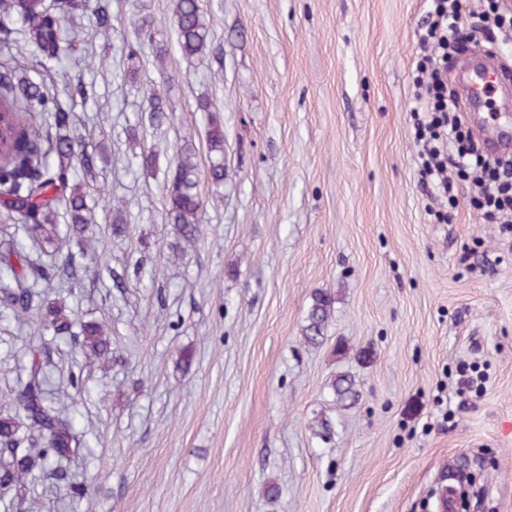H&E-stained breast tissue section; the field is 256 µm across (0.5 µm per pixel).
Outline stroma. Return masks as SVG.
Masks as SVG:
<instances>
[{
	"label": "stroma",
	"instance_id": "obj_1",
	"mask_svg": "<svg viewBox=\"0 0 512 512\" xmlns=\"http://www.w3.org/2000/svg\"><path fill=\"white\" fill-rule=\"evenodd\" d=\"M90 14L104 68L80 56L41 64L20 27L0 33L14 67L43 75L99 145L85 190L127 199L88 214L97 243L73 291L42 283L82 319L105 323L112 365L85 368L66 417L76 452L67 487L24 490V512H436L449 471L478 474L471 512H512V254L461 186L456 216L429 223L410 112L426 0H201L211 51L184 57L173 0H109ZM155 24L136 60L131 17ZM85 85V102L71 92ZM169 108L149 123V96ZM226 135V176H208L207 116ZM195 150L203 237L178 259L165 170ZM334 298L326 338L304 346L315 294ZM56 366L77 355L36 315L0 317V395L15 393L24 350ZM191 353L190 364L181 357ZM487 376L460 400L459 360ZM350 372L358 401L331 389ZM330 421V441L309 427ZM277 498H268L270 487Z\"/></svg>",
	"mask_w": 512,
	"mask_h": 512
}]
</instances>
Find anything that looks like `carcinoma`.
<instances>
[{"instance_id": "obj_1", "label": "carcinoma", "mask_w": 512, "mask_h": 512, "mask_svg": "<svg viewBox=\"0 0 512 512\" xmlns=\"http://www.w3.org/2000/svg\"><path fill=\"white\" fill-rule=\"evenodd\" d=\"M103 0H83L80 7L90 13L96 24L108 22ZM173 17L182 53L197 58L208 46L209 30L203 19L200 0H173ZM63 17L47 9L44 0H31V11L19 10L18 0H0V29L22 27L35 49L48 61L63 62L80 49L81 39L66 36ZM138 41L125 42L122 49L131 58L146 43L154 41L148 24L135 27ZM209 175L213 183L224 182V128L210 106ZM72 108L66 107L47 89L45 83L27 75L0 72V207L9 218L18 216V238L0 252V305L12 313L34 312L42 329L52 333L51 340L63 343L88 360L104 364L112 361V342L95 320L80 321L65 304L48 299L38 290V281L62 277L67 287L77 284L82 265L71 253L61 262L47 265L42 257L58 251L56 207H64L71 218L70 237L92 250L93 228L88 223L86 192L80 177L89 173L92 157L86 144L71 135ZM169 184L168 223L174 236L187 244L202 233L203 201L199 191L197 164L192 147L185 145L166 169ZM116 217L112 235L128 232L123 204L112 207ZM332 298L319 293L305 316L303 343L320 344L331 318ZM53 370L46 348L33 346L27 353L25 377L18 390L0 409V487L7 490L25 486L28 477L38 473L52 488L67 476L60 468L63 460L75 452V434L71 421L62 415L68 392L86 389L82 366L76 364L62 373L53 386ZM336 403L349 406L356 401L355 379L339 373L331 384Z\"/></svg>"}]
</instances>
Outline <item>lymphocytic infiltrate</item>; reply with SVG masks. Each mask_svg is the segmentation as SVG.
Instances as JSON below:
<instances>
[{"label":"lymphocytic infiltrate","instance_id":"obj_1","mask_svg":"<svg viewBox=\"0 0 512 512\" xmlns=\"http://www.w3.org/2000/svg\"><path fill=\"white\" fill-rule=\"evenodd\" d=\"M485 14L466 15L461 0H428L416 51L414 143L419 182L440 202L433 216L448 221L447 205L457 201L459 182L473 190L470 203L487 221L512 225V159L488 160L470 132L461 128L458 102L448 89L454 54L479 44Z\"/></svg>","mask_w":512,"mask_h":512}]
</instances>
